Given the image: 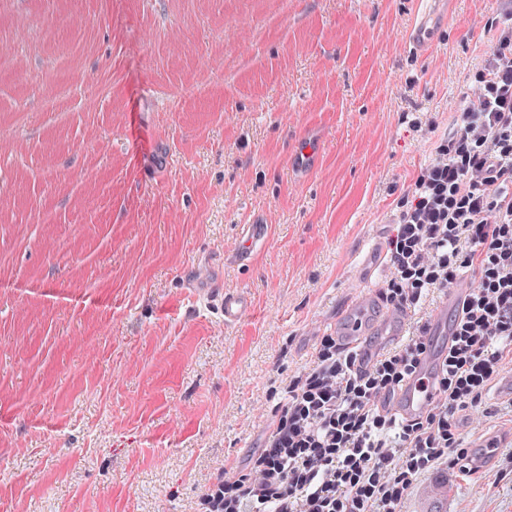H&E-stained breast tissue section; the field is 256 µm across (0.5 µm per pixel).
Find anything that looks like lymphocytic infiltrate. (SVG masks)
I'll list each match as a JSON object with an SVG mask.
<instances>
[{"instance_id": "1", "label": "lymphocytic infiltrate", "mask_w": 512, "mask_h": 512, "mask_svg": "<svg viewBox=\"0 0 512 512\" xmlns=\"http://www.w3.org/2000/svg\"><path fill=\"white\" fill-rule=\"evenodd\" d=\"M483 61L484 82L456 110L396 219L377 294L420 318L401 345L368 356L320 337L289 377L276 424L246 468L224 472V512H406L414 485L440 470L467 474L459 414L483 407L512 368V0ZM461 288L455 340L432 403L403 418L387 407L426 351L425 306Z\"/></svg>"}]
</instances>
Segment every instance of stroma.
<instances>
[{
	"label": "stroma",
	"mask_w": 512,
	"mask_h": 512,
	"mask_svg": "<svg viewBox=\"0 0 512 512\" xmlns=\"http://www.w3.org/2000/svg\"><path fill=\"white\" fill-rule=\"evenodd\" d=\"M413 11L0 0V512H197L262 446L289 375L380 288L392 218L501 21L455 0L423 54ZM248 224L268 237L241 267ZM214 279L251 294L239 324L193 293ZM438 507L512 512V448L405 504Z\"/></svg>",
	"instance_id": "obj_1"
}]
</instances>
